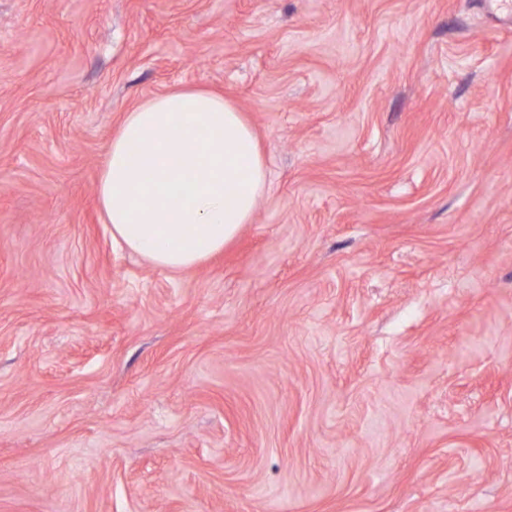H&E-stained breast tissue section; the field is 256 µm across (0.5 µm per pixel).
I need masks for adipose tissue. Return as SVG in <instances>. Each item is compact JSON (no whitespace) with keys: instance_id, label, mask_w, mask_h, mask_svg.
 Returning <instances> with one entry per match:
<instances>
[{"instance_id":"ef3b65f1","label":"adipose tissue","mask_w":512,"mask_h":512,"mask_svg":"<svg viewBox=\"0 0 512 512\" xmlns=\"http://www.w3.org/2000/svg\"><path fill=\"white\" fill-rule=\"evenodd\" d=\"M267 190L257 135L206 89H176L130 112L112 135L98 198L112 237L171 272L221 253Z\"/></svg>"}]
</instances>
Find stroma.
Listing matches in <instances>:
<instances>
[{
	"instance_id": "obj_1",
	"label": "stroma",
	"mask_w": 512,
	"mask_h": 512,
	"mask_svg": "<svg viewBox=\"0 0 512 512\" xmlns=\"http://www.w3.org/2000/svg\"><path fill=\"white\" fill-rule=\"evenodd\" d=\"M178 87L269 186L170 272L97 184ZM0 512H512V11L0 0Z\"/></svg>"
}]
</instances>
